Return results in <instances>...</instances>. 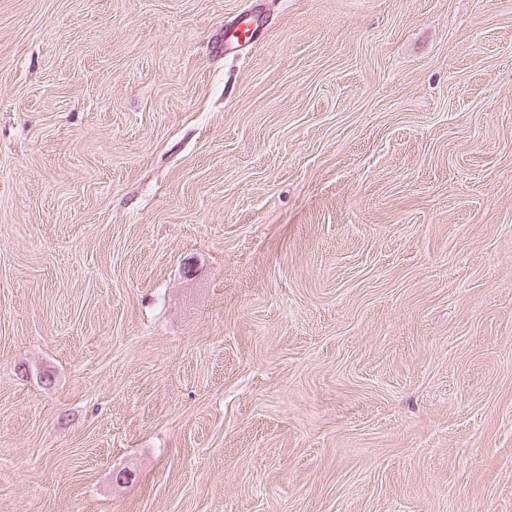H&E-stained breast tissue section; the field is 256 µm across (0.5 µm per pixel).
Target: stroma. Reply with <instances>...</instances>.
Here are the masks:
<instances>
[{
  "instance_id": "35a3bbf8",
  "label": "stroma",
  "mask_w": 512,
  "mask_h": 512,
  "mask_svg": "<svg viewBox=\"0 0 512 512\" xmlns=\"http://www.w3.org/2000/svg\"><path fill=\"white\" fill-rule=\"evenodd\" d=\"M0 512H512V0H0Z\"/></svg>"
}]
</instances>
